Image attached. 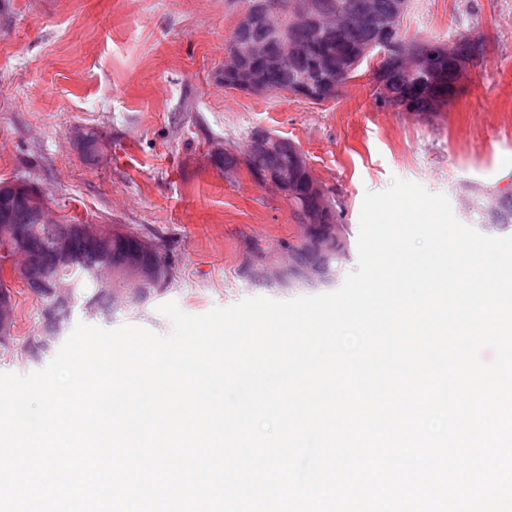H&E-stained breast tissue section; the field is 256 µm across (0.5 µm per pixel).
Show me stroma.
I'll return each instance as SVG.
<instances>
[{
  "label": "stroma",
  "instance_id": "35a3bbf8",
  "mask_svg": "<svg viewBox=\"0 0 512 512\" xmlns=\"http://www.w3.org/2000/svg\"><path fill=\"white\" fill-rule=\"evenodd\" d=\"M244 0H0V181L23 180L71 218L138 232L166 248L177 277L139 310L71 323L138 325L165 335L159 304L198 315L265 296L314 294L250 282L255 244L279 251L298 224L286 199L216 151L238 152L264 128L287 138L333 192L357 243L366 191L393 178L447 196L471 223L470 186L512 183V0H410L409 39L486 38L466 90L432 117L380 104L376 59L338 97L253 96L224 86L227 41ZM101 134L86 148L83 134Z\"/></svg>",
  "mask_w": 512,
  "mask_h": 512
}]
</instances>
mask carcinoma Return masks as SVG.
Masks as SVG:
<instances>
[{"label":"carcinoma","mask_w":512,"mask_h":512,"mask_svg":"<svg viewBox=\"0 0 512 512\" xmlns=\"http://www.w3.org/2000/svg\"><path fill=\"white\" fill-rule=\"evenodd\" d=\"M285 7L281 15L288 38V55L280 52V42L271 38L266 29L255 27L244 33L232 31L229 41L241 39L260 47L261 56L244 59L241 66L251 70L257 81L271 89L288 88L314 83L323 99L338 96L362 63L372 55L371 44L378 38L377 28L392 14L396 0H318L320 16L336 18L331 28L308 20L304 15L305 0H275ZM417 58H428L438 47L432 39L405 40ZM382 82V101L390 106H401L407 112H417L429 117L434 115L433 105L448 106V88L454 80L448 61L439 60L427 73L415 74L405 66L397 54L382 61L379 66ZM294 147L283 143L273 153L258 152L237 158L224 154V169L229 170L243 163L254 179H259L271 169L285 177L293 178L289 184L288 205L298 224L307 223L313 212L320 214L326 224H338L340 214L336 200L330 195L314 196L309 190V177L295 171ZM14 196L11 189H0V221L9 224H35L37 231L28 240L20 264L34 300L38 302L41 322L24 337H0V358L9 357L23 363L33 362L31 350L37 348L48 354L64 334L71 311L76 305L85 307V314L111 316L119 310L138 309L151 296L166 291L176 277V268L162 249L151 240L132 231L115 229L112 238L96 247L80 241L74 243L77 253L75 267L66 271L64 280L68 288L58 292L42 287L46 272L53 266L58 240L72 232L69 224H43L39 222L35 207L12 209L9 202ZM501 192H472V209L480 218L492 211ZM302 236L281 242L295 264L309 266L311 257L298 246ZM105 251L110 254L112 273L104 282L97 276V256ZM349 252L345 235L320 262L328 265L330 281H335ZM138 268L142 276L133 288H119L129 267Z\"/></svg>","instance_id":"carcinoma-1"}]
</instances>
